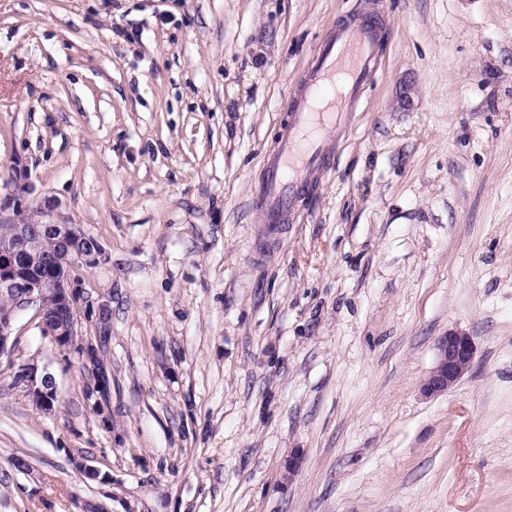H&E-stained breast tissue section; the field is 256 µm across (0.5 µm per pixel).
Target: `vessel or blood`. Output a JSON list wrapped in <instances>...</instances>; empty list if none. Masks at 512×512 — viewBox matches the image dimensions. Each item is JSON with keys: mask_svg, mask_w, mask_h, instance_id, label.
Listing matches in <instances>:
<instances>
[{"mask_svg": "<svg viewBox=\"0 0 512 512\" xmlns=\"http://www.w3.org/2000/svg\"><path fill=\"white\" fill-rule=\"evenodd\" d=\"M380 38L377 21L364 16L342 26L317 57L255 189L268 221L287 222L314 177L325 172L330 135L357 107Z\"/></svg>", "mask_w": 512, "mask_h": 512, "instance_id": "b4317fda", "label": "vessel or blood"}]
</instances>
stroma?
<instances>
[{
    "label": "stroma",
    "mask_w": 512,
    "mask_h": 512,
    "mask_svg": "<svg viewBox=\"0 0 512 512\" xmlns=\"http://www.w3.org/2000/svg\"><path fill=\"white\" fill-rule=\"evenodd\" d=\"M360 13L373 77L267 223L265 155ZM19 158L108 253L76 274L110 401L20 317L58 398L0 362V512H512V0H0V184ZM451 329L473 370L425 396Z\"/></svg>",
    "instance_id": "1"
}]
</instances>
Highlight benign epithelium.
I'll list each match as a JSON object with an SVG mask.
<instances>
[{
  "label": "benign epithelium",
  "mask_w": 512,
  "mask_h": 512,
  "mask_svg": "<svg viewBox=\"0 0 512 512\" xmlns=\"http://www.w3.org/2000/svg\"><path fill=\"white\" fill-rule=\"evenodd\" d=\"M31 183L26 166L17 163L0 191V224L10 225V235L0 241V359H9L12 384L42 411H51L58 388L47 366L35 358L16 363L12 359L17 343L16 322L23 312H33L32 321L42 335L59 350L72 352L95 375L87 399L103 408L107 392L106 368L99 337L111 335L110 301L90 302L81 295L82 283L72 275L76 266L96 268L108 262L102 244L79 224L57 219L58 203L45 199L38 205L28 200ZM52 237L58 247L48 257L43 243ZM94 334L81 333V319ZM475 346L472 336L450 330L437 339L435 362L422 382L425 395L432 397L453 389L472 369ZM77 469L100 483L111 481L109 473L91 464L77 462Z\"/></svg>",
  "instance_id": "benign-epithelium-1"
}]
</instances>
